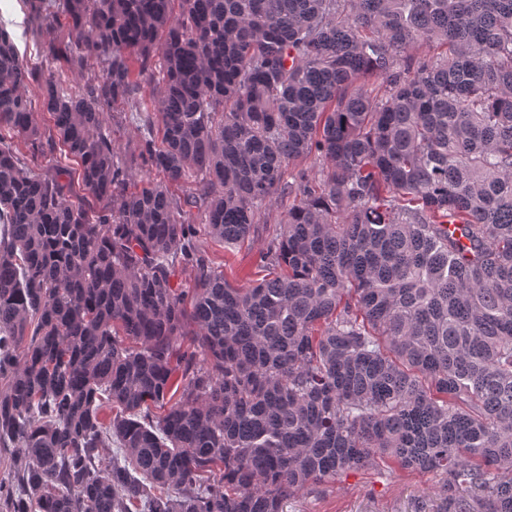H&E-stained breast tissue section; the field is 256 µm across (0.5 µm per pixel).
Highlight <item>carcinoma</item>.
Returning <instances> with one entry per match:
<instances>
[{"mask_svg":"<svg viewBox=\"0 0 512 512\" xmlns=\"http://www.w3.org/2000/svg\"><path fill=\"white\" fill-rule=\"evenodd\" d=\"M24 2L46 65L0 26V504L284 512L386 457L443 478L436 512H512V0ZM106 109L158 180L128 189ZM201 234L265 236L268 276L232 285ZM105 115V126L112 130V141L119 158L129 159L131 150L136 142L141 138L139 125L129 116L126 120L114 118L112 120V111H107ZM119 120V123H117Z\"/></svg>","mask_w":512,"mask_h":512,"instance_id":"1","label":"carcinoma"}]
</instances>
